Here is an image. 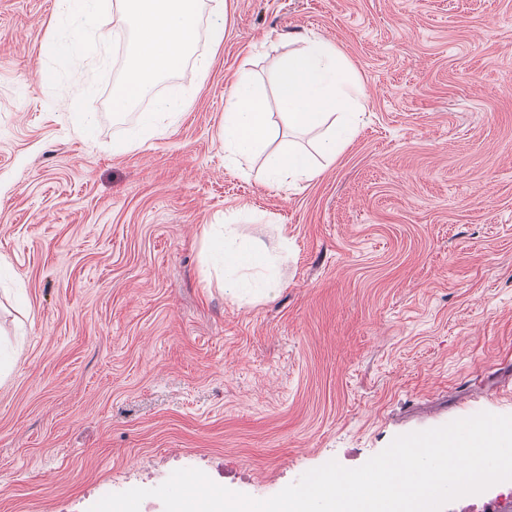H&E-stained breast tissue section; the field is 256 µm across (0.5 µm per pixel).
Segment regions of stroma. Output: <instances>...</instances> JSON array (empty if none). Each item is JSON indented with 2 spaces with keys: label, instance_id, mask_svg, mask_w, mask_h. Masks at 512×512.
Listing matches in <instances>:
<instances>
[{
  "label": "stroma",
  "instance_id": "stroma-1",
  "mask_svg": "<svg viewBox=\"0 0 512 512\" xmlns=\"http://www.w3.org/2000/svg\"><path fill=\"white\" fill-rule=\"evenodd\" d=\"M54 2L0 0V512H88L181 468L263 500L512 415V0H209L206 76L139 104L178 86L188 111L123 153L130 32L52 89ZM299 37L344 54L365 124L272 189L224 162V90L244 64L272 88ZM241 207L269 250L290 242L285 288L242 307L202 240Z\"/></svg>",
  "mask_w": 512,
  "mask_h": 512
}]
</instances>
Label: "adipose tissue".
<instances>
[{
    "label": "adipose tissue",
    "instance_id": "1",
    "mask_svg": "<svg viewBox=\"0 0 512 512\" xmlns=\"http://www.w3.org/2000/svg\"><path fill=\"white\" fill-rule=\"evenodd\" d=\"M365 96L363 84L343 55L330 42L300 40L296 49L278 65L276 95L268 97L249 70H241L229 88L224 106V158L235 163L260 162L258 177L263 185L282 187L317 178L320 164L312 163L295 147L274 149L286 132L318 136L323 161L337 154L360 130ZM189 104L178 88H171L153 106L139 112L126 138L113 144L125 152L144 142L162 118H176ZM285 125H278L274 113ZM208 253L224 272V294L242 305L275 299L285 283L277 272L280 253L252 242L244 214L225 215L223 223L204 231Z\"/></svg>",
    "mask_w": 512,
    "mask_h": 512
}]
</instances>
